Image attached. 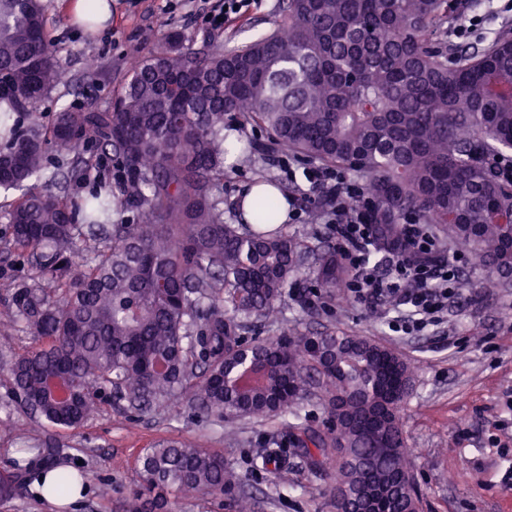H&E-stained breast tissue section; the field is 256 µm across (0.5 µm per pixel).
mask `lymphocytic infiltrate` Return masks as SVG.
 <instances>
[{"mask_svg": "<svg viewBox=\"0 0 512 512\" xmlns=\"http://www.w3.org/2000/svg\"><path fill=\"white\" fill-rule=\"evenodd\" d=\"M303 174L310 184L325 188L333 203L327 218L335 223L343 254L350 261L353 273L347 290L354 298L371 302L396 296L412 306L415 314L424 317L453 301L454 291L447 283L454 280L455 269L450 265L439 268L427 262L433 247L429 236L408 228L403 246L393 253V277L376 275L370 265L372 231L359 204L361 187L341 171L329 167H308Z\"/></svg>", "mask_w": 512, "mask_h": 512, "instance_id": "1", "label": "lymphocytic infiltrate"}]
</instances>
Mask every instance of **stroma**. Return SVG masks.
Listing matches in <instances>:
<instances>
[{
  "label": "stroma",
  "mask_w": 512,
  "mask_h": 512,
  "mask_svg": "<svg viewBox=\"0 0 512 512\" xmlns=\"http://www.w3.org/2000/svg\"><path fill=\"white\" fill-rule=\"evenodd\" d=\"M43 4L46 31L66 79L38 103L42 112L65 106L107 109L128 70L147 51L148 36L179 31L194 51H230L274 31L283 18L282 0H251L225 21L222 32L210 34L199 17V0H112L110 27L91 39L71 25L58 0ZM466 14L477 17L478 24L465 44L481 47L512 27V0H478ZM240 134L258 149L237 158L228 170L224 216L229 220L237 213L236 197L245 183L264 178L292 191L286 168L299 164L285 159L265 130L248 126ZM283 231L307 242L305 274L336 238L334 225L311 223L308 213L299 210ZM459 280L464 287L452 307L433 324L413 331L402 329L401 311L392 299L332 302L292 284L277 321L262 326L260 334L331 329L397 352L416 368L400 417L421 512H512V287H501L497 273L474 267L467 258L460 263ZM98 390L101 403L94 418L74 428H40L17 404L11 381L0 370V474L13 470L21 449L37 433L45 445L65 449L69 466L83 472L86 493L64 512H123V498L138 481V456L159 443L176 442L223 455L242 476L244 491L254 496L255 512H332L331 470L314 474L301 458L292 457L288 487L280 491L270 473L251 468L268 440L282 437L287 416L219 425L184 402L164 410H134L115 398L111 385ZM107 483L112 491L106 495L102 488Z\"/></svg>",
  "instance_id": "stroma-1"
}]
</instances>
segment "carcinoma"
Segmentation results:
<instances>
[{"label": "carcinoma", "mask_w": 512, "mask_h": 512, "mask_svg": "<svg viewBox=\"0 0 512 512\" xmlns=\"http://www.w3.org/2000/svg\"><path fill=\"white\" fill-rule=\"evenodd\" d=\"M450 0H286L283 26L227 52L200 56L171 32L131 68L105 111L35 103L62 83L45 31L42 0H0V188L20 195L4 212L0 247L53 283L3 288L39 345L0 365L33 416L72 428L98 411L94 385L137 407L166 408L189 393L206 418L288 413L286 439L253 459L288 474L285 446L309 471L340 451L334 512L366 498L411 512L412 471L400 409L414 373L393 351L334 331L247 339L248 318L267 321L298 281L306 241L268 225L243 230L224 219L225 119L262 125L277 148L339 165L364 180L376 253L404 240L408 216L436 225L448 246L512 274V181L498 162L512 149V29L483 49L448 52L427 33L448 23ZM111 156L119 193L71 197L53 186L80 182L83 153ZM66 168L39 184L48 153ZM110 243L82 265L72 257L89 235ZM316 287L343 297L347 270L329 246ZM327 413L316 430L300 414L310 395ZM60 453L38 448L0 479L8 501ZM139 483L124 512H166L169 497L213 494L225 512H255L224 456L173 444L138 459ZM83 484L63 472L64 495Z\"/></svg>", "instance_id": "1"}]
</instances>
